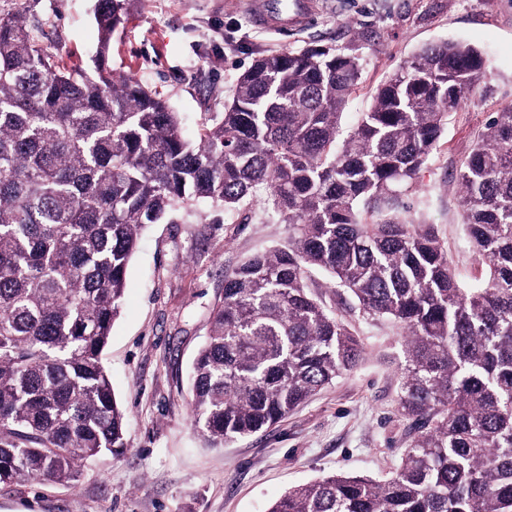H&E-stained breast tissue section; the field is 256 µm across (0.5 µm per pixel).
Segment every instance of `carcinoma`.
<instances>
[{
	"label": "carcinoma",
	"instance_id": "carcinoma-1",
	"mask_svg": "<svg viewBox=\"0 0 512 512\" xmlns=\"http://www.w3.org/2000/svg\"><path fill=\"white\" fill-rule=\"evenodd\" d=\"M125 5L97 0L94 78L40 44L30 0L0 9V485L75 482L127 447L101 353L142 231L204 202L231 210L264 186L288 239L224 275L192 372L207 444L273 426L360 366V337L310 293L319 268L363 317L399 326L398 411L414 434L391 477L326 475L267 512H512V109L458 175L484 272L460 281L404 202L482 54L422 47L341 141L359 59L271 53L192 141L164 96L106 74Z\"/></svg>",
	"mask_w": 512,
	"mask_h": 512
}]
</instances>
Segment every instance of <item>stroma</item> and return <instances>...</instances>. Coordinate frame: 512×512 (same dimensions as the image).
I'll list each match as a JSON object with an SVG mask.
<instances>
[{
    "instance_id": "1",
    "label": "stroma",
    "mask_w": 512,
    "mask_h": 512,
    "mask_svg": "<svg viewBox=\"0 0 512 512\" xmlns=\"http://www.w3.org/2000/svg\"><path fill=\"white\" fill-rule=\"evenodd\" d=\"M33 8L47 32L43 45L93 70L95 0H35ZM441 40L476 48L486 67L477 90L449 114L407 202L411 219L433 226L466 280L481 262L462 223L456 178L489 116L512 108V0H318L306 27L279 34L258 26L243 0H127L109 65L162 94L194 139L223 112L255 60L328 47L362 64L342 118L347 133L401 62ZM287 236L257 199L231 212L204 202L148 225L102 352L127 414V448L89 463L73 485L1 486L0 512H265L288 488L327 474L390 475L408 445V423L397 412L398 330L363 318L320 269L309 271L311 292L356 329L361 366L279 423L230 445L207 447L193 423L192 362L225 273Z\"/></svg>"
}]
</instances>
